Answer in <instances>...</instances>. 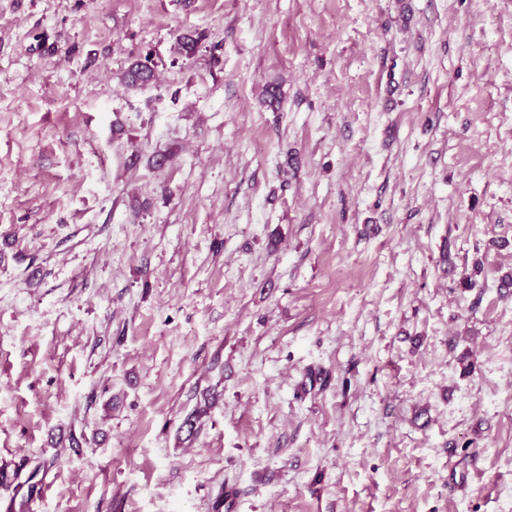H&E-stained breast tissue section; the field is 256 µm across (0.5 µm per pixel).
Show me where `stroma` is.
Returning a JSON list of instances; mask_svg holds the SVG:
<instances>
[{
    "label": "stroma",
    "mask_w": 512,
    "mask_h": 512,
    "mask_svg": "<svg viewBox=\"0 0 512 512\" xmlns=\"http://www.w3.org/2000/svg\"><path fill=\"white\" fill-rule=\"evenodd\" d=\"M510 274L512 0H0V512H512ZM154 68L149 62V57H145V61L134 62L125 74V85L131 89H140L153 83L155 80Z\"/></svg>",
    "instance_id": "obj_1"
}]
</instances>
